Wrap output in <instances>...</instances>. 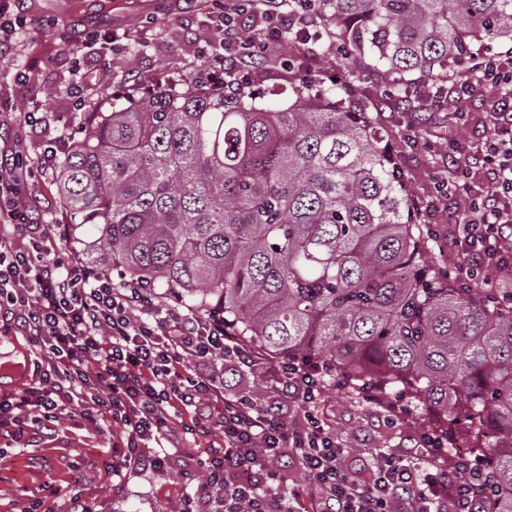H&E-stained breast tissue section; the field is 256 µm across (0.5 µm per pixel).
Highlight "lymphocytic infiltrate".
<instances>
[{"instance_id": "f902f5d3", "label": "lymphocytic infiltrate", "mask_w": 512, "mask_h": 512, "mask_svg": "<svg viewBox=\"0 0 512 512\" xmlns=\"http://www.w3.org/2000/svg\"><path fill=\"white\" fill-rule=\"evenodd\" d=\"M325 21L318 0H207L210 38L194 53L191 78L239 94L253 81L258 55L293 32L306 44L324 37ZM43 31L18 0H0V60ZM95 46L110 52L122 41L109 27L76 29L66 41L73 79L63 93L76 112L106 104L108 75L86 80L84 59ZM469 72L465 80L449 76L444 95L456 129L464 125L458 103L472 80L512 87V54L473 56ZM69 140L61 128L32 157L22 143L0 144V225L9 230L8 240L0 239V328L26 336L38 354L29 386L0 397L1 434L22 437L31 417L48 429L74 411L92 425L110 416L120 431L108 467L119 477L133 466L166 470L188 438L220 430L224 444L201 452L206 480L180 512H481L478 492L493 483L482 456L449 455L445 436L423 426L414 448L375 449L368 477L354 476L347 446L320 412L327 386L338 381L325 361L270 360L219 308L159 306L139 280H118L90 264L70 244L71 225L39 223L35 182L58 172ZM448 155L454 175L438 190L465 198L452 279L470 288L489 272L512 270V100L498 103L480 141L450 139ZM476 172L489 193L471 190ZM51 235L64 249L46 247ZM218 358L273 381L280 400L226 395L207 371ZM284 457L298 478L276 471Z\"/></svg>"}]
</instances>
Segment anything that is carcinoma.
Returning <instances> with one entry per match:
<instances>
[{
  "mask_svg": "<svg viewBox=\"0 0 512 512\" xmlns=\"http://www.w3.org/2000/svg\"><path fill=\"white\" fill-rule=\"evenodd\" d=\"M453 5H448V2ZM336 41L404 100L477 43L512 41V0H322ZM300 79L272 110L188 80L94 113L56 175L86 256L224 310L272 357L319 356L355 382L404 388L492 456L485 512H512V308L434 272L399 159L366 105Z\"/></svg>",
  "mask_w": 512,
  "mask_h": 512,
  "instance_id": "1",
  "label": "carcinoma"
}]
</instances>
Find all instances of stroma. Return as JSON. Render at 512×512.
<instances>
[{
  "instance_id": "obj_1",
  "label": "stroma",
  "mask_w": 512,
  "mask_h": 512,
  "mask_svg": "<svg viewBox=\"0 0 512 512\" xmlns=\"http://www.w3.org/2000/svg\"><path fill=\"white\" fill-rule=\"evenodd\" d=\"M202 6V0H24L25 14L46 22L47 28L45 34L23 42L18 51L19 63L34 68V83H15L11 64L0 65V94L13 102L12 111L0 116V140L23 136L29 153L34 154L43 141L55 135L58 119H71L76 129L84 127V119L73 112L61 92L71 79L64 59V21L78 20L88 27L134 34L146 20L157 19L162 33L151 44L132 41L112 55L94 47L86 56L88 70H111L112 88L122 94L129 90L132 73L145 85L159 77L186 79V65L206 36ZM296 56V45L287 39L262 60L254 88L264 95L268 107L287 105L288 87L298 75L288 72L284 63ZM370 109L393 143L410 196L432 202L425 229L433 255L447 256L448 238L462 207L460 197L432 195L435 183L449 176L447 149L428 147L426 137L409 136V121L427 125V112L408 118L377 95L372 97ZM20 112H41L47 121L21 129L16 125ZM34 358L35 350L26 337L0 334V395L26 388ZM320 410L339 435L361 450L407 445L426 413L422 404L412 402L405 420L390 427L376 412L361 407L351 393L333 387L326 390ZM111 438L110 421L93 426L77 416L61 418L35 447L0 437V512H24L33 502L49 500L54 501L57 512H69L68 490L76 481L81 484L83 512H178L182 498L193 494L201 479L195 462L180 453L172 469H131L117 486L105 467Z\"/></svg>"
}]
</instances>
